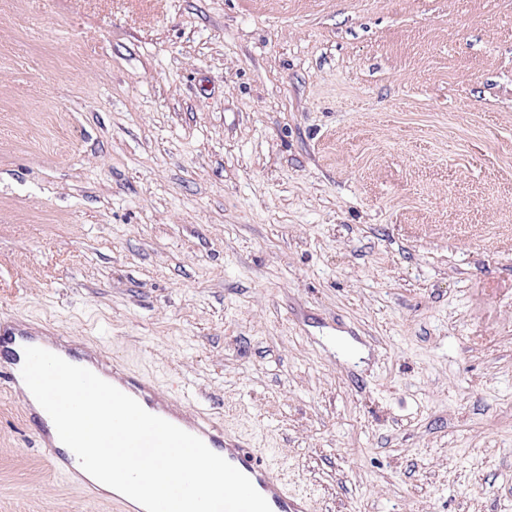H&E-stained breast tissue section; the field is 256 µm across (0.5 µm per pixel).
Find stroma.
Masks as SVG:
<instances>
[{"label": "stroma", "mask_w": 512, "mask_h": 512, "mask_svg": "<svg viewBox=\"0 0 512 512\" xmlns=\"http://www.w3.org/2000/svg\"><path fill=\"white\" fill-rule=\"evenodd\" d=\"M2 310L315 512H512V0H0ZM0 512H116L5 392ZM48 329L18 318L0 321V386L15 392L23 381L24 348L37 346L67 362L85 367L131 396L149 413L199 437L210 450L225 458L250 478L270 505L271 512H311L314 505L307 494L288 489L282 471L255 448L254 444L224 428V421L207 409L193 408L186 394L179 397L164 390L151 376L123 362L102 356L98 345L57 336L46 344ZM24 382V381H23ZM26 412L33 419L35 424V436L39 447L42 449L44 456L55 474L60 476L69 484L76 483L82 489L92 496H106L117 504L122 511L125 512H145L144 508L140 505L131 503L126 499V496L115 491L114 489L108 491L103 489L98 481L92 476L81 474L74 464V455L70 453L68 447L64 444L56 442L52 436V429L55 427L48 414L36 412V410L28 405ZM79 473L82 477H79Z\"/></svg>", "instance_id": "stroma-1"}]
</instances>
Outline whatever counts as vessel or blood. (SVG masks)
I'll list each match as a JSON object with an SVG mask.
<instances>
[{"label":"vessel or blood","instance_id":"1","mask_svg":"<svg viewBox=\"0 0 512 512\" xmlns=\"http://www.w3.org/2000/svg\"><path fill=\"white\" fill-rule=\"evenodd\" d=\"M46 328L20 319L0 321V390L18 391L22 381L24 349L47 347L67 362L85 367L103 380L131 396L149 413L199 437L210 450L225 458L250 478L257 491L270 505L271 512H313L309 495L289 490L282 471L254 444L224 426V421L209 410L189 405L186 396L164 390L151 376L128 367L123 362L105 359L98 345L66 337L45 342ZM39 447L55 474L75 483L89 495H107L122 512H145L114 490L104 491L90 476H78L74 457L66 445L52 435L54 424L49 415L32 412Z\"/></svg>","mask_w":512,"mask_h":512}]
</instances>
